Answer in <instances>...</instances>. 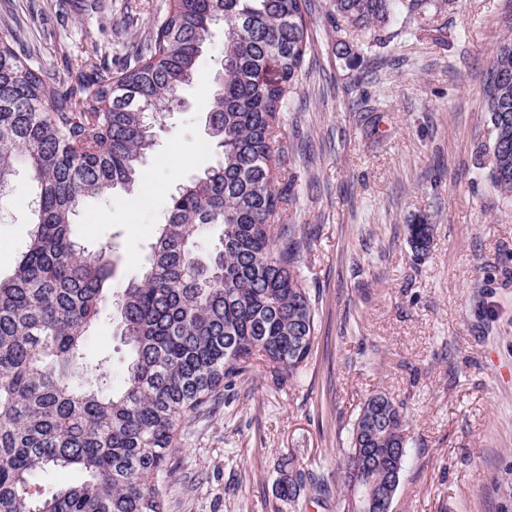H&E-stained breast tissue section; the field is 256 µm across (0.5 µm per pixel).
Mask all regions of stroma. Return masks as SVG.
I'll list each match as a JSON object with an SVG mask.
<instances>
[{
	"label": "stroma",
	"mask_w": 512,
	"mask_h": 512,
	"mask_svg": "<svg viewBox=\"0 0 512 512\" xmlns=\"http://www.w3.org/2000/svg\"><path fill=\"white\" fill-rule=\"evenodd\" d=\"M0 0L23 23L45 65L94 51L116 71L170 0H149L135 23L123 0ZM330 0H312L307 74L281 112L276 146L294 180L288 223L311 252L304 278L318 307L307 365L290 381L253 359L209 411L185 420L162 486L164 512H338L335 489L306 488L301 508L279 492V462L335 479L366 398L403 402L408 458L393 512H512V202L497 192L479 150L488 140V53L512 40V0H459L438 31L416 29L369 46L338 35ZM345 39L346 53L336 49ZM223 25L200 58L205 92L165 119L141 166L152 192L114 190L73 218L79 243L112 247L113 290L138 279L155 226L176 187L210 162L208 102L224 73ZM35 190L17 167L0 202V275L26 252ZM427 217L422 260L409 224ZM119 313L85 350L123 388L129 350ZM408 244L413 257L422 259L428 254L433 238V225L420 220L418 224L408 225Z\"/></svg>",
	"instance_id": "35a3bbf8"
}]
</instances>
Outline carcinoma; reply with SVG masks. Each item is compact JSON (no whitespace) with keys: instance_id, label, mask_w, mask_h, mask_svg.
Returning <instances> with one entry per match:
<instances>
[{"instance_id":"obj_1","label":"carcinoma","mask_w":512,"mask_h":512,"mask_svg":"<svg viewBox=\"0 0 512 512\" xmlns=\"http://www.w3.org/2000/svg\"><path fill=\"white\" fill-rule=\"evenodd\" d=\"M454 0H331L336 31L382 41L391 26L429 23ZM310 0H178L153 19L125 64L103 73L77 49L68 83L34 63L22 26L0 35V201L15 163L36 188L37 220L13 274L0 277V512H163L171 448L185 418L235 385L255 356L294 378L313 348L316 303L303 277L310 249L295 224L275 225L292 180L274 138L297 92L310 44ZM224 23V84L210 102L215 160L171 195L141 279L118 296L111 246L73 238L83 202L139 181L167 114L191 92L211 29ZM280 72L267 82L270 67ZM493 187L512 198V41L495 47L484 89ZM219 227L203 253L199 239ZM419 260L433 225H408ZM120 301L132 352L124 389L84 362L93 329ZM408 448L403 404L380 391L364 402L336 474L339 512L352 491L400 486ZM74 467L83 483L41 492L33 479ZM283 491L295 502L323 486L288 455Z\"/></svg>"}]
</instances>
